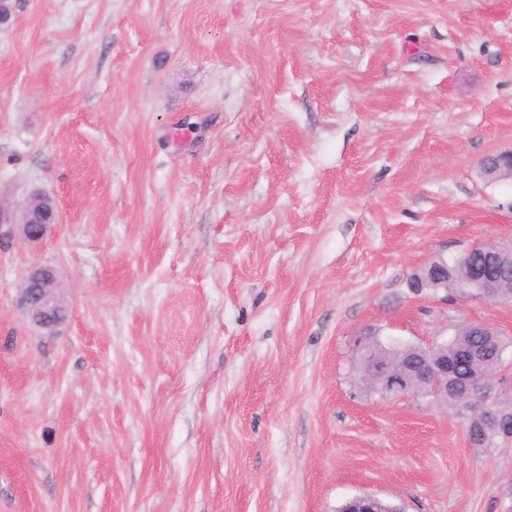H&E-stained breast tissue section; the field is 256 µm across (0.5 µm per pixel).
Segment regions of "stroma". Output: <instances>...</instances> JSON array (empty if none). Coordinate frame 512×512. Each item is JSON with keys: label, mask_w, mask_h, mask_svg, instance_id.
Returning <instances> with one entry per match:
<instances>
[{"label": "stroma", "mask_w": 512, "mask_h": 512, "mask_svg": "<svg viewBox=\"0 0 512 512\" xmlns=\"http://www.w3.org/2000/svg\"><path fill=\"white\" fill-rule=\"evenodd\" d=\"M512 0H14L0 30V512H512V447L353 383L354 339L512 340L410 276L512 245ZM71 304L47 333L32 266ZM493 158L491 164L487 157L482 159L479 165L480 176L488 182H498L503 179H512V149L490 155ZM47 215L36 216L35 208H31L27 203L20 210L19 219L14 216L12 219L6 220L4 209L0 208V224L11 226L7 235H14L25 244H36L42 242L52 227L58 224L57 210L49 213L52 217L50 220L45 219ZM32 227H36V229L32 230ZM58 274L49 266H33L25 275L19 289V305L33 325L53 333L67 318L68 301L58 288Z\"/></svg>", "instance_id": "35a3bbf8"}]
</instances>
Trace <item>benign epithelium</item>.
Returning <instances> with one entry per match:
<instances>
[{
	"mask_svg": "<svg viewBox=\"0 0 512 512\" xmlns=\"http://www.w3.org/2000/svg\"><path fill=\"white\" fill-rule=\"evenodd\" d=\"M493 162L482 159L479 165L480 176L488 182L512 179V149L492 155ZM51 219L36 215V210L26 205L19 217L6 219L0 208V224H9V236H16L25 244L42 242L55 224L57 211L50 212ZM480 251L489 267L495 273L477 280L468 278L461 281V287L474 286L481 293V299L502 302L498 294V283L512 268V248L491 244L474 245L455 257L450 264L448 259L439 256L431 260L429 276L423 280L415 277L409 288L417 295L427 289H448V278L453 276L458 266L466 261L473 251ZM19 305L33 325L53 333L67 318L70 311L68 301L59 291L58 274L49 266L36 265L25 275L19 289ZM439 344L414 346V353L396 363L382 358L371 360L370 369L383 385V397L400 398L412 389L438 400L443 395L454 396L464 408L470 411L468 436L470 440L481 439L491 431L507 442H512V416L501 410L512 406V367L504 364L503 352L489 354L488 347L467 346L457 350L450 358L437 350ZM351 512H383L380 498L372 494H362L352 498Z\"/></svg>",
	"mask_w": 512,
	"mask_h": 512,
	"instance_id": "7a95c632",
	"label": "benign epithelium"
}]
</instances>
